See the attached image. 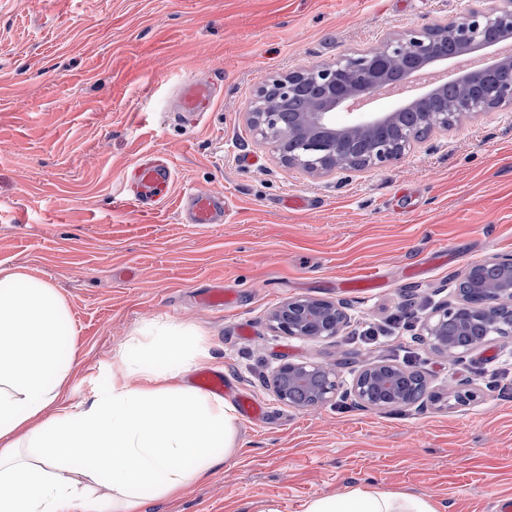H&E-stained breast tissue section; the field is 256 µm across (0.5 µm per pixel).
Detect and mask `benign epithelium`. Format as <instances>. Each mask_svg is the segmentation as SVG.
Listing matches in <instances>:
<instances>
[{
	"instance_id": "7a95c632",
	"label": "benign epithelium",
	"mask_w": 512,
	"mask_h": 512,
	"mask_svg": "<svg viewBox=\"0 0 512 512\" xmlns=\"http://www.w3.org/2000/svg\"><path fill=\"white\" fill-rule=\"evenodd\" d=\"M489 30L512 34V0L491 8H472L445 25L412 28L392 35L377 47L335 62L263 78L257 90L250 125L276 144L281 161L320 175L336 169L360 170L399 158L411 143L446 129L465 115L512 109V58H495L479 73L450 81L462 101L460 111L448 108L426 112L423 104L448 101V90L433 88L388 112H356L389 81L409 83L426 66L449 62L453 56L441 45L454 43L459 51L484 50L492 41ZM303 98L302 112L288 113V132L280 117L288 102ZM276 331L320 342L333 339L348 323L345 307L334 301L301 296L291 298L269 316ZM422 340L445 355L462 357L487 341L512 338V254H493L455 275V300L433 308L423 323ZM407 370L380 361L361 369L346 395L373 410L430 403L467 406L477 398L464 380L446 388L429 389L424 377L405 392L398 380ZM279 401L300 408H316L333 399L339 388L337 369L307 361L281 363L273 378Z\"/></svg>"
}]
</instances>
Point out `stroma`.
<instances>
[{"label": "stroma", "mask_w": 512, "mask_h": 512, "mask_svg": "<svg viewBox=\"0 0 512 512\" xmlns=\"http://www.w3.org/2000/svg\"><path fill=\"white\" fill-rule=\"evenodd\" d=\"M497 0H0V269L25 268L64 299L75 333L69 405L109 383L119 350L156 321L193 327L209 368L268 404L240 422L238 447L179 498L142 512H304L313 498L373 483L430 498L439 512H494L512 498V340L463 359L414 329L450 297L455 274L512 253V110L454 121L381 167L312 175L285 166L247 122L261 79L443 25ZM213 81L195 126L168 119L187 78ZM168 154L175 179L142 213L121 185L142 155ZM224 194L220 224L181 217L187 188ZM308 200L285 207L287 197ZM370 293L340 291L372 269ZM237 304L204 307L216 283ZM342 303L347 327L304 341L275 332L291 297ZM374 327L382 341L361 332ZM286 360L335 364L342 385L375 361L467 380L465 408L313 410L280 402L267 381Z\"/></svg>", "instance_id": "35a3bbf8"}]
</instances>
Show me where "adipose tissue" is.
I'll use <instances>...</instances> for the list:
<instances>
[{
    "label": "adipose tissue",
    "mask_w": 512,
    "mask_h": 512,
    "mask_svg": "<svg viewBox=\"0 0 512 512\" xmlns=\"http://www.w3.org/2000/svg\"><path fill=\"white\" fill-rule=\"evenodd\" d=\"M47 281L0 271V512H141L142 493L176 498L237 448V409L185 384L210 360L195 330L156 323L139 360L118 356L88 408L61 402L76 344ZM103 479L108 495L84 490ZM304 512H438L426 498L368 484L306 503Z\"/></svg>",
    "instance_id": "obj_1"
}]
</instances>
